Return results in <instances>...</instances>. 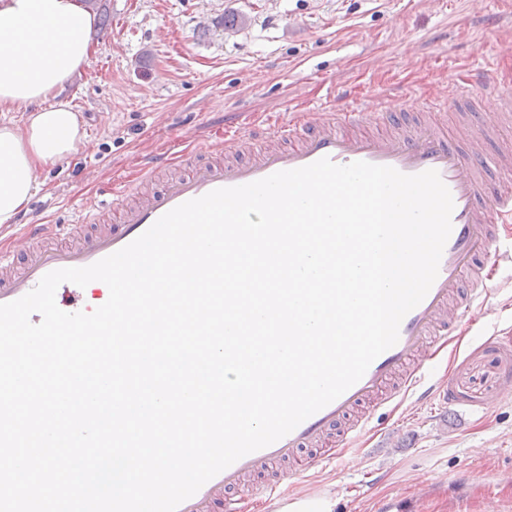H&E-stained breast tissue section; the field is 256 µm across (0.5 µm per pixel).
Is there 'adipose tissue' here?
<instances>
[{
    "label": "adipose tissue",
    "mask_w": 512,
    "mask_h": 512,
    "mask_svg": "<svg viewBox=\"0 0 512 512\" xmlns=\"http://www.w3.org/2000/svg\"><path fill=\"white\" fill-rule=\"evenodd\" d=\"M95 13L80 0H0V225L38 190L44 168L70 160L87 134L65 97L94 53Z\"/></svg>",
    "instance_id": "ef3b65f1"
}]
</instances>
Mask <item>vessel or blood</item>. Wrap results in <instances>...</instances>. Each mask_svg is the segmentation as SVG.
Masks as SVG:
<instances>
[{"label":"vessel or blood","mask_w":512,"mask_h":512,"mask_svg":"<svg viewBox=\"0 0 512 512\" xmlns=\"http://www.w3.org/2000/svg\"><path fill=\"white\" fill-rule=\"evenodd\" d=\"M484 95L497 99L496 111L474 107L468 85H449L448 106L461 115L449 129L434 121L411 126L413 113L433 111L432 103H407L390 114L371 111L341 93L327 106L290 114L287 122L253 124L190 152L187 136L178 135L174 149L139 156L131 179L114 185V195L129 203L110 214L105 230L95 228L107 215L99 203L86 216L93 231L75 245L63 241L64 225H24L32 248L20 266L9 268L10 250L0 251V304L22 297L52 270L85 267L114 253L166 212L217 188L244 185L323 157L338 165L365 161L390 166L409 175L436 170L454 201L452 231L438 276L424 300L403 318L398 342L343 395L277 442L237 460L177 512H245L258 495L277 502L306 496L307 484L317 480L326 462L361 445L378 410L392 412L407 402L446 397L447 376L431 374L429 366L464 325L486 317L496 274L488 255L512 264V150L487 152L504 114L512 112V97L499 95L489 82ZM259 136L272 141V149L246 152L249 140ZM184 165L187 174L152 188L158 173ZM291 472L303 480L293 490L287 484Z\"/></svg>","instance_id":"vessel-or-blood-1"}]
</instances>
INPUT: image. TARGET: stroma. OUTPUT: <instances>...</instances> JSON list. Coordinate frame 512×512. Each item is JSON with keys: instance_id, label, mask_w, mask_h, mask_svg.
Instances as JSON below:
<instances>
[{"instance_id": "1", "label": "stroma", "mask_w": 512, "mask_h": 512, "mask_svg": "<svg viewBox=\"0 0 512 512\" xmlns=\"http://www.w3.org/2000/svg\"><path fill=\"white\" fill-rule=\"evenodd\" d=\"M95 53L69 90L87 142L48 168L41 190L0 229L15 257L21 225L79 223L133 154L177 132L197 138L244 127L281 105L317 108L331 90L396 110L402 98L462 70L512 92V0H102ZM208 26H200L201 17ZM245 18L234 26L236 18ZM479 323L440 354L454 403L404 405L374 423L376 436L312 489L335 512H512V266Z\"/></svg>"}]
</instances>
